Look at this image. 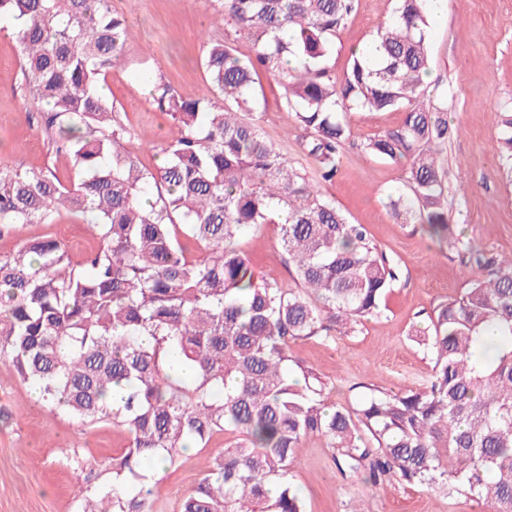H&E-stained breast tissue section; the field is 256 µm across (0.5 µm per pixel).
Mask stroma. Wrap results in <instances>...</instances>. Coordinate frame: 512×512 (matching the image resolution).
Segmentation results:
<instances>
[{
	"label": "stroma",
	"mask_w": 512,
	"mask_h": 512,
	"mask_svg": "<svg viewBox=\"0 0 512 512\" xmlns=\"http://www.w3.org/2000/svg\"><path fill=\"white\" fill-rule=\"evenodd\" d=\"M394 7L395 0H358L336 36V71L346 68L351 48L370 41ZM112 8L128 20L132 34L123 61L106 77V98L131 131L121 150L152 169L160 161L157 146L181 134L179 125L153 104L152 81L163 79L185 98L199 96L207 85L203 33L225 26L212 0H112ZM428 21V92L444 98L453 130L445 152L448 181L467 185L465 194L448 195V221L465 243L461 249L395 218L389 196L404 191V166L363 149L369 138L398 126L402 113L349 112L350 136L338 172L325 182L303 150L304 132L278 84L268 74L260 76L265 93L260 125L267 138L317 180L351 223L364 225L400 269L386 309L365 318L356 335L331 343L304 339L292 346L299 360L329 382L331 401L344 407L355 405L367 387L400 394L425 384L432 364L409 339L412 326L424 324L439 303L459 298L486 277L484 257L512 254V186L502 179L495 120L502 103L512 98V0H444L431 5ZM13 31V22L0 21V166L48 168L69 181L74 176L69 159L56 154L37 114L25 108L23 62ZM91 222L90 214L61 211L54 223L27 224L0 236V253L12 251L22 239L50 238L82 259L98 246ZM239 246L256 278L272 276L292 285L277 225L247 231ZM128 442L122 428L83 426L34 402L29 387L0 359V512H76L83 485L69 464L72 453L93 464ZM223 444V436H215L208 447L185 452L174 466L156 473L154 512H179L182 497L211 469ZM297 459L293 479L307 512H353L361 500L371 512H485L482 503L465 494L449 498L394 480L375 488L359 476L342 478L331 448L319 437L307 439Z\"/></svg>",
	"instance_id": "obj_1"
}]
</instances>
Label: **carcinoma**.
Instances as JSON below:
<instances>
[{"mask_svg": "<svg viewBox=\"0 0 512 512\" xmlns=\"http://www.w3.org/2000/svg\"><path fill=\"white\" fill-rule=\"evenodd\" d=\"M216 2L254 55L210 41L206 90L193 99L154 82L153 102L181 136L149 170L117 149L130 131L99 93L131 35L112 0H0V17L21 21L23 98L78 172L66 185L50 170L0 167V235L75 210L93 216L99 239L80 261L47 238L0 254V359L41 404L129 436L98 464L78 512H153L146 463L171 467L217 434L229 438L179 512H306L292 473L311 437L343 476L512 512V257L485 259L488 276L415 330L432 362L422 388L372 389L345 408L292 351L300 339L355 335L386 307L399 268L266 139L257 77L277 79L325 181L348 112L404 113L365 151L406 162L407 192L392 200L402 223L460 245L448 224L447 106L424 87L427 0H396L371 39L374 57L353 52L340 74L334 42L357 0ZM498 116L511 183L512 105ZM152 186L154 200L144 197ZM262 224L279 226L296 287L255 278L238 240Z\"/></svg>", "mask_w": 512, "mask_h": 512, "instance_id": "1", "label": "carcinoma"}]
</instances>
